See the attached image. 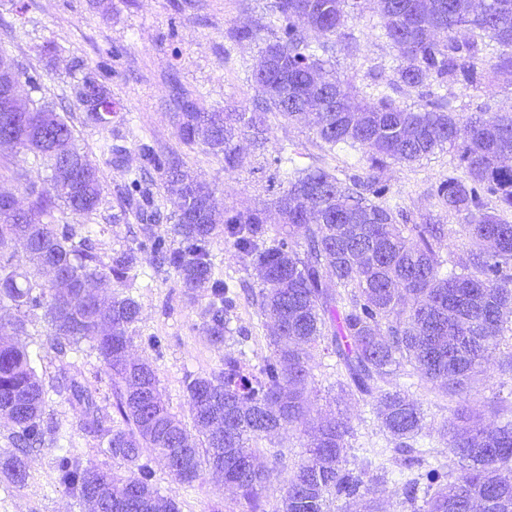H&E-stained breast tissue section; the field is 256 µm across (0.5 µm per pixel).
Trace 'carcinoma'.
Wrapping results in <instances>:
<instances>
[{
  "mask_svg": "<svg viewBox=\"0 0 512 512\" xmlns=\"http://www.w3.org/2000/svg\"><path fill=\"white\" fill-rule=\"evenodd\" d=\"M348 2L272 0V16L285 22L284 37L262 48L271 55L272 68L253 74L255 108L202 112L181 96L177 135L186 146L204 144L233 170L240 164L239 140L247 138L258 147L266 143L268 114L298 122L317 100V138L331 149L345 144L361 150L368 163L365 175L342 180L319 166L285 172V185L273 201L282 218L275 230L267 224L265 207L196 204V190L205 184L183 171L177 157L143 150L178 205L174 240H151L149 261L174 269L189 297L206 296V331L220 354L219 368L185 380L196 438H190L164 399L155 368L129 354L128 331L139 320L140 304L126 288L137 278L140 249L116 251L103 260L91 225L45 220L55 201L33 182L25 183L28 208L0 214V248L20 242L25 251L20 264L0 257V306L17 311L14 329H24L28 316L41 314L56 353L76 355L82 344H90L110 381L118 423L84 382L73 376L63 386L80 429L99 441L102 452L130 465V474L119 476L58 447L59 482L91 512H179L174 500L154 486L153 469L141 461L144 448L181 484L192 485L207 469L222 474L248 512H261L267 472L256 463L257 441L292 424L310 430L307 457L288 478L278 512H325L330 496L358 503L359 512H379L380 477L343 465L348 421L339 413L310 419L306 349L325 339L337 357L338 388L371 402L380 428L396 442L407 467L421 463L412 442L425 427V414L405 390L390 385V378L409 364L422 380L459 397L440 435L451 461L461 464L460 472L424 469L404 486L410 512H512V480L501 474L512 465V419L487 422L466 404L476 376L512 324V222L503 218L512 212V165L502 162L512 156V114L458 112L447 96L431 89L413 107L385 93L373 103L353 97L326 69L324 56L334 46L314 44L308 37L310 28L343 36ZM429 3L438 18L431 31L419 34L413 25ZM380 8L384 36L398 52L397 83L409 88L424 86L428 78L440 88L478 83L480 42L486 38L498 47L493 69L512 76V0H488L480 11L471 0H381ZM83 89L91 102L84 109L85 122L112 123L111 89L91 77L75 93ZM28 108L0 112V125L13 126L9 148L54 174L55 142L46 134L57 136L82 164L75 193L61 198L63 207L75 217H90L102 201L99 168L76 143L66 117L32 100ZM446 145L463 176L440 182L434 195L460 218L472 243L468 264L448 270L435 250L445 238L444 225L430 216L420 224H400L378 202L387 190V161L413 162ZM122 203L139 217L154 216L149 188L135 173L129 174ZM300 228L305 230L302 243L295 240ZM221 232L260 269L255 302L275 328L269 354L251 371L244 350L226 351L236 303L231 287L213 270L211 245ZM46 265L58 269L70 293L81 291L90 278L110 280L120 290L107 304L83 298L64 309L62 289L42 280ZM47 395L33 355L1 335L0 416L16 431L15 451L0 464L15 484L27 477L23 456L42 447L51 430L43 418Z\"/></svg>",
  "mask_w": 512,
  "mask_h": 512,
  "instance_id": "cac0c4a2",
  "label": "carcinoma"
}]
</instances>
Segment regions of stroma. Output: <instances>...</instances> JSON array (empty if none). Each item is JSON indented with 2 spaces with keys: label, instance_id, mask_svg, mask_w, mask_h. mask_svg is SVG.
Segmentation results:
<instances>
[{
  "label": "stroma",
  "instance_id": "35a3bbf8",
  "mask_svg": "<svg viewBox=\"0 0 512 512\" xmlns=\"http://www.w3.org/2000/svg\"><path fill=\"white\" fill-rule=\"evenodd\" d=\"M270 0H0V50L37 78L41 97L52 102L56 112L70 117L78 142L98 163L103 177V202L92 221L96 226L98 252L107 257L113 251L148 245L151 237L169 238L174 198L165 192L159 172H151L148 187L161 210V219L145 227L131 214L123 213L119 191L126 170L143 165L142 145L158 154H175L183 168L214 190L217 198L241 209L269 205L278 195L284 173L272 158L281 145L295 146L299 165L329 169L338 177L364 175L367 162L361 151L340 145L329 149L317 139L311 124H291L277 114L268 116V143L258 152L250 141L240 143L241 162L236 170L224 168L222 157L204 145L187 147L177 137L173 114L174 94L183 90L196 99L200 109L251 108L255 97L252 74L266 40L280 31L268 15ZM345 32L357 40L359 50L348 54L336 47L330 69L357 98L373 101L386 90L398 102H419L420 90L395 84L398 53L381 36L383 18L377 0H352L346 7ZM256 29L254 39L230 40V28ZM52 53H42L44 45ZM107 82L118 115L111 127L100 128L84 121V113L71 87L84 74ZM448 95L460 112L512 113V79L486 76L474 87L455 85ZM124 149L125 164L115 167L109 155L100 153L103 140ZM461 170L452 152L443 149L428 158L388 164V191L383 204L391 207L399 223H419L430 213L444 224L447 235L438 254L448 263L465 264L469 243L456 216L448 214L434 195V188ZM215 262L225 279L236 283L239 298L234 312V329L247 331L250 363L258 365L268 353L271 323L265 322L250 293L258 289L257 269L244 260L225 240L214 244ZM145 275L137 291L141 306L139 320L130 329L132 357L156 368L159 387L172 411L190 421L184 380L190 374L211 372L220 355L209 343L202 326L205 298L188 301L172 268L144 263ZM48 327L41 316H30L26 330L13 334L15 342L36 353V367L50 392L46 416L56 421L70 441L71 452L82 461L128 474L127 464L99 452L97 443L80 430L72 409L52 387L63 377L79 375L98 396L109 395V381L96 352L75 362L59 356L47 343ZM156 336L160 349L147 339ZM312 367V416L341 411L353 432L346 450L347 468L374 469L382 466L386 476L378 486L380 512H406L402 484L407 474L399 466L395 444L374 419L369 404L358 396H341L337 387L335 358L324 345L309 349ZM396 382L426 413L423 441L431 448L428 463L444 466L448 451L435 430L451 417L455 398L446 396L421 381L418 374H401ZM471 410L488 415L491 405L512 403V381L503 379L496 364L480 373L467 396ZM307 436L302 426L279 429L259 441V465L268 472L262 489L264 512H278L283 484L305 456ZM54 444L45 443L27 458L28 478L15 484L0 472V512H86L58 481ZM154 484L163 495L173 498L180 512H246L243 501L225 487L221 475L204 472L194 486L176 482L164 464L153 461Z\"/></svg>",
  "mask_w": 512,
  "mask_h": 512
}]
</instances>
